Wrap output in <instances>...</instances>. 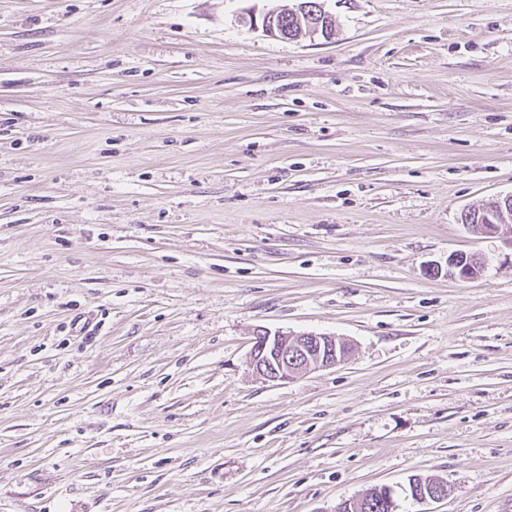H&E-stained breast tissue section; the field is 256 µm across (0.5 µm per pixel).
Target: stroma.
Wrapping results in <instances>:
<instances>
[{
    "mask_svg": "<svg viewBox=\"0 0 512 512\" xmlns=\"http://www.w3.org/2000/svg\"><path fill=\"white\" fill-rule=\"evenodd\" d=\"M295 2L0 0V512H512V0ZM317 10L319 12L311 11L308 15H305L306 19V29L301 26V34L298 33V26L295 22L294 15H299V11H302L303 14L307 12V6L303 4L294 5L293 7H288V5L281 6L275 10H270L266 12L262 17L261 27L263 32L268 34L269 36L280 37L283 39H295L301 37H308L310 39H314L316 36H327L333 27V19L332 17L326 13L321 4H316ZM288 15V28L281 27V18ZM280 21V22H279ZM294 25V31L296 32L294 38H289L288 29H290ZM490 201V200H489ZM487 201L482 208L478 210L468 211L461 216L462 224H466L467 228L475 235L484 237H494L499 234L504 225L507 224H488L485 219L484 209L487 205H491V201ZM326 334L258 330L249 354L253 371L264 380L284 382L312 370L334 367L348 359V341ZM370 490L367 491L363 497H361L365 500L370 498V500H368L366 503H364L365 507L364 508L361 507V510L357 511V512H389V511L396 512L397 511L396 510L397 509L396 502H395L394 496H393V490L390 487L378 486L374 489V493L371 492L372 490L371 491ZM375 494L379 495L387 502V505H389V509H388L389 511L387 510L385 502H383L379 498L376 499Z\"/></svg>",
    "mask_w": 512,
    "mask_h": 512,
    "instance_id": "1",
    "label": "stroma"
}]
</instances>
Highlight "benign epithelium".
Here are the masks:
<instances>
[{"instance_id": "benign-epithelium-1", "label": "benign epithelium", "mask_w": 512, "mask_h": 512, "mask_svg": "<svg viewBox=\"0 0 512 512\" xmlns=\"http://www.w3.org/2000/svg\"><path fill=\"white\" fill-rule=\"evenodd\" d=\"M306 13V29L301 35L310 39L326 36L332 30L333 19L317 5V10L307 12V6L286 5L266 12L262 17L263 32L270 36L288 38V28L281 26V18ZM350 344L336 336L326 334H300L290 336L286 332L259 330L254 337L249 354L253 371L271 382L293 380L312 370L334 367L348 359L345 349Z\"/></svg>"}]
</instances>
